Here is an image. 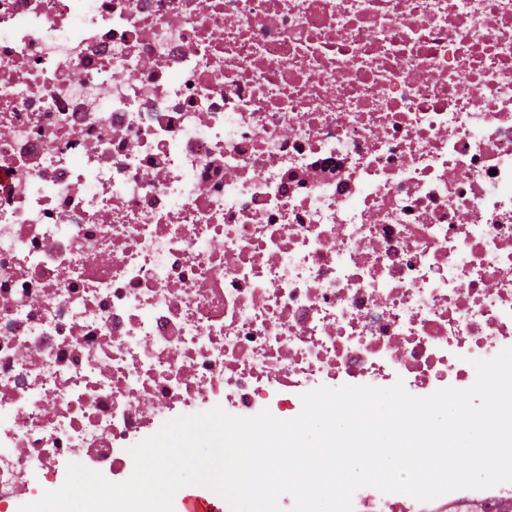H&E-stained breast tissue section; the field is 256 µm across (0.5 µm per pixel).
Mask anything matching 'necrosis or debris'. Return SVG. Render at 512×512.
Listing matches in <instances>:
<instances>
[{
    "label": "necrosis or debris",
    "mask_w": 512,
    "mask_h": 512,
    "mask_svg": "<svg viewBox=\"0 0 512 512\" xmlns=\"http://www.w3.org/2000/svg\"><path fill=\"white\" fill-rule=\"evenodd\" d=\"M506 347L512 0H0V512Z\"/></svg>",
    "instance_id": "obj_1"
}]
</instances>
